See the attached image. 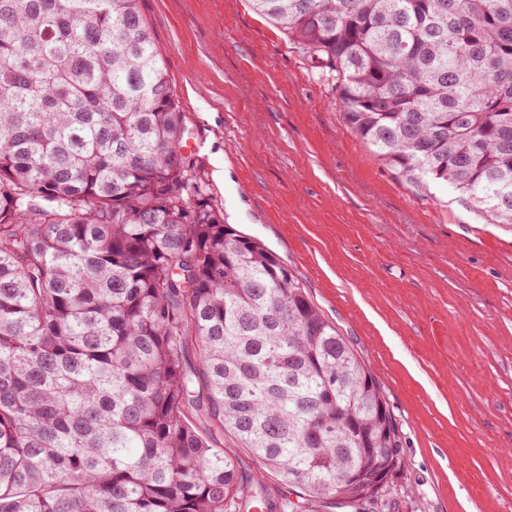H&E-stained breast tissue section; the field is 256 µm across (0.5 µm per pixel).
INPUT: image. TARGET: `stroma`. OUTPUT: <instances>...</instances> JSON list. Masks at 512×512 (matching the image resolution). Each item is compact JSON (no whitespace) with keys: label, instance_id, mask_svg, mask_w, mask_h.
Segmentation results:
<instances>
[{"label":"stroma","instance_id":"obj_1","mask_svg":"<svg viewBox=\"0 0 512 512\" xmlns=\"http://www.w3.org/2000/svg\"><path fill=\"white\" fill-rule=\"evenodd\" d=\"M225 223L275 252L370 367L402 465L382 512H512V224L421 191L251 0H139Z\"/></svg>","mask_w":512,"mask_h":512}]
</instances>
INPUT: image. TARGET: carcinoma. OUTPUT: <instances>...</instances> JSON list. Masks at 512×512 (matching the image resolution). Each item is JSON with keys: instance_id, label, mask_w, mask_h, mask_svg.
I'll use <instances>...</instances> for the list:
<instances>
[{"instance_id": "1", "label": "carcinoma", "mask_w": 512, "mask_h": 512, "mask_svg": "<svg viewBox=\"0 0 512 512\" xmlns=\"http://www.w3.org/2000/svg\"><path fill=\"white\" fill-rule=\"evenodd\" d=\"M252 5L379 159L512 224V0ZM184 133L138 0H0V512H364V440L401 467L377 378Z\"/></svg>"}]
</instances>
